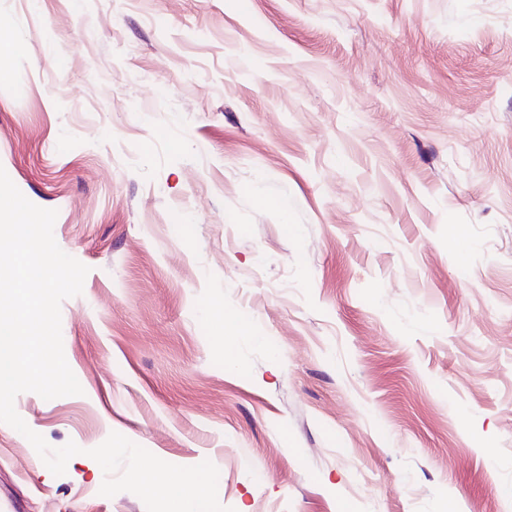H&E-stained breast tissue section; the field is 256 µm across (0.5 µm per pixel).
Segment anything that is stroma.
<instances>
[{
  "instance_id": "35a3bbf8",
  "label": "stroma",
  "mask_w": 512,
  "mask_h": 512,
  "mask_svg": "<svg viewBox=\"0 0 512 512\" xmlns=\"http://www.w3.org/2000/svg\"><path fill=\"white\" fill-rule=\"evenodd\" d=\"M0 167L88 266L83 392L0 423L18 512H512V0H0ZM232 355H225V341Z\"/></svg>"
}]
</instances>
